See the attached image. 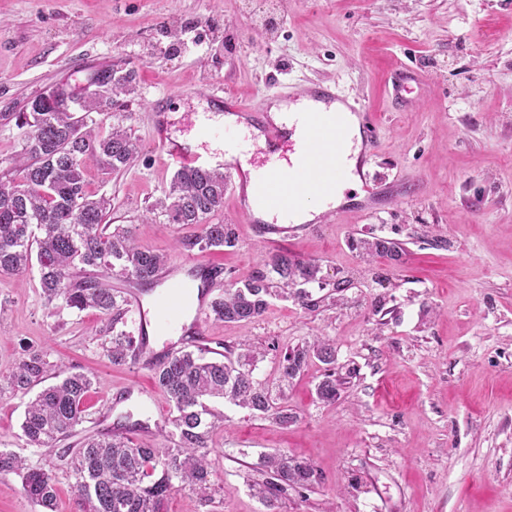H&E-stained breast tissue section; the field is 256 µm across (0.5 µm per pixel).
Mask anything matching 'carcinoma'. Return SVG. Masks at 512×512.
Here are the masks:
<instances>
[{"instance_id":"carcinoma-1","label":"carcinoma","mask_w":512,"mask_h":512,"mask_svg":"<svg viewBox=\"0 0 512 512\" xmlns=\"http://www.w3.org/2000/svg\"><path fill=\"white\" fill-rule=\"evenodd\" d=\"M102 92H87L74 99L50 98L39 112H22L23 153L14 174L0 179V274L22 276L37 268L39 285L48 308L94 309L108 317L103 349L115 366L127 363L135 338L116 326L123 322L124 298L105 279L117 274L133 279L144 292L158 286L156 276L167 255L142 248L131 229L104 223L109 200L92 198L87 190L85 162L92 159L104 175L128 169L140 153L136 138L121 126L102 135L96 127L105 107L133 91L134 71L106 67L95 71ZM227 180L224 172L199 168L178 169L163 197L152 209L161 210L180 226L175 247L185 253L221 251L238 246L235 225L213 223L224 208ZM366 262L378 257H399L400 247L371 236L353 242ZM321 266L275 254L247 283H227L210 309L216 322L252 321L263 315L273 297L291 298L312 310L318 300L303 289L321 280ZM259 352L249 349L232 359L211 360L205 353L182 351L162 359L154 372L156 383L173 407L171 432L158 448L133 444L110 432L69 442L83 422L82 403L93 385V374L52 363L38 349L28 348L9 372L7 388L14 396L26 395L49 379L26 405L21 424L32 448L66 445L59 455L73 478L77 512H162L170 495L189 488L205 504L214 483L209 460L212 436L223 426L224 414L209 405L222 398L252 413L286 426L295 413L279 403L254 376ZM329 366L316 386L319 400L329 403L339 395L336 348L327 340L289 350L280 364V382L299 376L311 358ZM0 387V393L5 390ZM270 475L257 492L266 505L288 493L306 489L317 474L306 462L281 452L261 456ZM21 476L27 497L55 512L56 490L51 476L16 453L0 448V474Z\"/></svg>"}]
</instances>
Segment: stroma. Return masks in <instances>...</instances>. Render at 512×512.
<instances>
[{
  "mask_svg": "<svg viewBox=\"0 0 512 512\" xmlns=\"http://www.w3.org/2000/svg\"><path fill=\"white\" fill-rule=\"evenodd\" d=\"M113 64L135 71V91L104 125L130 129L141 153L109 176L87 163V189L109 199V224L166 253L169 268L186 256L175 225L149 211L175 173L155 127L194 152L236 139L219 121L203 139L191 126L215 112L213 84L248 103L288 79L337 84L380 126L371 174L408 182L385 187L373 209L296 224L273 242L225 195L216 218L236 225L239 244L201 255L221 271L216 292L279 252L319 261L326 285L352 286L347 304L308 311L275 297L257 320L206 321L209 335L236 355L259 348L255 376L272 387L285 352L318 335L347 375L336 402L322 403L325 366L311 360L286 389L297 415L287 426L224 406L211 503L185 489L164 512H271L252 486L274 449L309 462L318 480L272 512H512V0H0V176L22 152L16 113L55 85L83 90ZM403 66L427 85L406 110L391 98ZM369 233L399 242L400 261L364 262L350 240ZM105 322L92 309L46 308L37 271L0 275V380L34 346L95 373L82 433L130 412L149 427L131 440L159 443L173 408L151 371L112 365ZM26 403L0 394V442L52 475L56 512H75L56 450L21 436Z\"/></svg>",
  "mask_w": 512,
  "mask_h": 512,
  "instance_id": "stroma-1",
  "label": "stroma"
}]
</instances>
